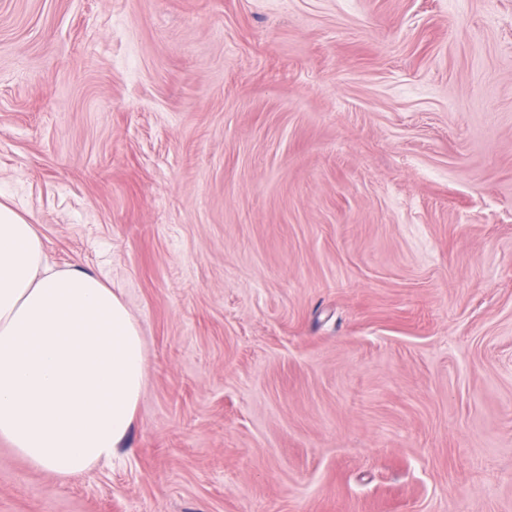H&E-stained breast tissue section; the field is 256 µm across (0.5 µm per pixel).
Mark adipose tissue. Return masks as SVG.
<instances>
[{"instance_id":"adipose-tissue-1","label":"adipose tissue","mask_w":512,"mask_h":512,"mask_svg":"<svg viewBox=\"0 0 512 512\" xmlns=\"http://www.w3.org/2000/svg\"><path fill=\"white\" fill-rule=\"evenodd\" d=\"M147 382L145 344L98 272L58 269L35 225L0 202V439L68 478L112 457Z\"/></svg>"}]
</instances>
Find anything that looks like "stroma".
I'll return each mask as SVG.
<instances>
[{
    "label": "stroma",
    "instance_id": "1",
    "mask_svg": "<svg viewBox=\"0 0 512 512\" xmlns=\"http://www.w3.org/2000/svg\"><path fill=\"white\" fill-rule=\"evenodd\" d=\"M0 193L148 375L0 512H512V0H0Z\"/></svg>",
    "mask_w": 512,
    "mask_h": 512
}]
</instances>
